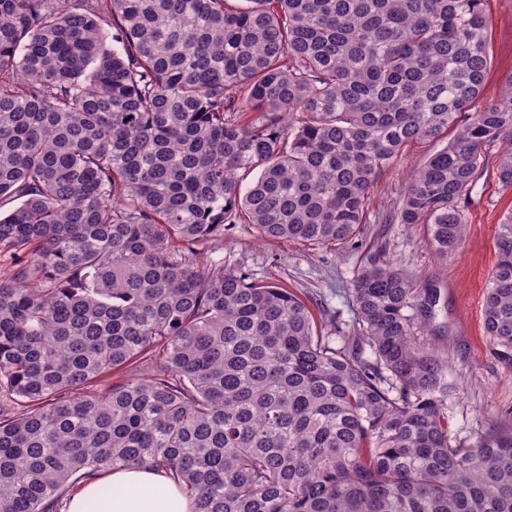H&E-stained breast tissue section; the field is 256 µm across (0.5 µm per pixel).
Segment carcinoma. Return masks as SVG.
<instances>
[{
  "label": "carcinoma",
  "mask_w": 512,
  "mask_h": 512,
  "mask_svg": "<svg viewBox=\"0 0 512 512\" xmlns=\"http://www.w3.org/2000/svg\"><path fill=\"white\" fill-rule=\"evenodd\" d=\"M226 2L0 0V512L130 466L196 512H512V431L449 440L447 362L417 339L436 288L368 259L367 360L202 252L239 223L351 242L381 175L440 143L389 222L456 254L476 182L512 187L484 0ZM497 250L483 323L512 367V213Z\"/></svg>",
  "instance_id": "carcinoma-1"
}]
</instances>
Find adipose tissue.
<instances>
[{"label":"adipose tissue","instance_id":"1","mask_svg":"<svg viewBox=\"0 0 512 512\" xmlns=\"http://www.w3.org/2000/svg\"><path fill=\"white\" fill-rule=\"evenodd\" d=\"M66 512H196V506L169 475L126 467L82 483Z\"/></svg>","mask_w":512,"mask_h":512}]
</instances>
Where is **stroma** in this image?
<instances>
[{
  "instance_id": "1",
  "label": "stroma",
  "mask_w": 512,
  "mask_h": 512,
  "mask_svg": "<svg viewBox=\"0 0 512 512\" xmlns=\"http://www.w3.org/2000/svg\"><path fill=\"white\" fill-rule=\"evenodd\" d=\"M485 8L492 23L489 91L494 94L512 73V0H486ZM430 150L427 144L411 147L381 175L371 190L359 246L270 243L260 240L252 225L236 224L225 231L223 242L206 244L205 250L225 269L294 291L324 335L335 337L342 347L355 344L359 336L352 283L375 247L385 245L386 260L440 293L435 318L419 338L446 356L449 438L452 444L468 446L486 430L512 429V368L498 358L483 325L485 287L497 260V226L512 212V189H502L493 173L484 174L469 194L462 248L440 259L424 225L385 224L378 219L398 201L412 170Z\"/></svg>"
}]
</instances>
